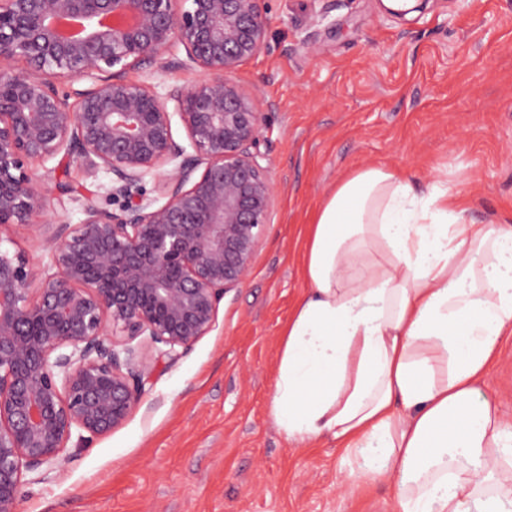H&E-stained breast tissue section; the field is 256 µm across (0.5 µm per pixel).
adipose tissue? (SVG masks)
Returning <instances> with one entry per match:
<instances>
[{
	"instance_id": "ef3b65f1",
	"label": "adipose tissue",
	"mask_w": 512,
	"mask_h": 512,
	"mask_svg": "<svg viewBox=\"0 0 512 512\" xmlns=\"http://www.w3.org/2000/svg\"><path fill=\"white\" fill-rule=\"evenodd\" d=\"M467 212L381 164L308 226L271 413L288 441L359 453L394 512H512V419L480 390L512 336V225Z\"/></svg>"
}]
</instances>
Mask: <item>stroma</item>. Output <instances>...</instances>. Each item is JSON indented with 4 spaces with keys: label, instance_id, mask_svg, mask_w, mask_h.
<instances>
[{
    "label": "stroma",
    "instance_id": "1",
    "mask_svg": "<svg viewBox=\"0 0 512 512\" xmlns=\"http://www.w3.org/2000/svg\"><path fill=\"white\" fill-rule=\"evenodd\" d=\"M265 13V43L235 75L266 114L276 189L250 273L187 352L144 348L158 367L126 422L25 473L17 512H392L360 455L280 432L281 331L309 289L306 227L356 168L386 164L421 194L447 180L469 219L512 222V0H429L404 16L379 0H265ZM33 171L71 224L112 184L59 156ZM481 392L512 415V340Z\"/></svg>",
    "mask_w": 512,
    "mask_h": 512
}]
</instances>
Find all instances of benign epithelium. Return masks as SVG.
Instances as JSON below:
<instances>
[{
  "label": "benign epithelium",
  "mask_w": 512,
  "mask_h": 512,
  "mask_svg": "<svg viewBox=\"0 0 512 512\" xmlns=\"http://www.w3.org/2000/svg\"><path fill=\"white\" fill-rule=\"evenodd\" d=\"M262 2L0 0V242L45 225L31 167L59 154L112 174L117 205L88 197L82 223H57L39 278L0 250V512H16L24 473L64 461L73 435L123 425L154 368L133 341L176 356L246 279L275 189L265 113L233 75L263 46ZM63 19L79 37L59 34ZM145 63L201 78L162 94L126 78ZM62 79L91 85L73 106Z\"/></svg>",
  "instance_id": "benign-epithelium-1"
}]
</instances>
